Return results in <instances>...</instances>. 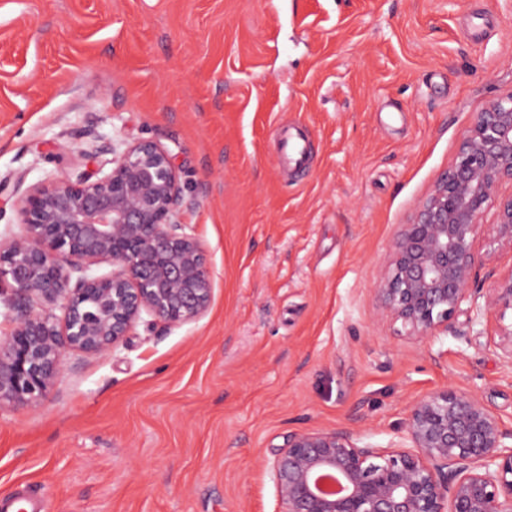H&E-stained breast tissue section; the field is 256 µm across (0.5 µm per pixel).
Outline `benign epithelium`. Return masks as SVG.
<instances>
[{
    "label": "benign epithelium",
    "instance_id": "obj_1",
    "mask_svg": "<svg viewBox=\"0 0 512 512\" xmlns=\"http://www.w3.org/2000/svg\"><path fill=\"white\" fill-rule=\"evenodd\" d=\"M112 169L42 184L17 201L22 233L0 242L9 331L0 335V411L36 406L69 353L101 356L137 322L177 327L208 311L205 250L176 220L183 203L172 154L143 139L112 150ZM512 92L477 114L448 170L399 225L376 288L379 316L418 343L496 316L512 365V269L475 286L489 253L512 247ZM494 209L495 222L481 223ZM107 264L111 271L94 275ZM79 273L76 283L72 275ZM62 315H57L56 311ZM279 512H512V428L451 387L413 402L385 446L343 426L291 432L269 470Z\"/></svg>",
    "mask_w": 512,
    "mask_h": 512
}]
</instances>
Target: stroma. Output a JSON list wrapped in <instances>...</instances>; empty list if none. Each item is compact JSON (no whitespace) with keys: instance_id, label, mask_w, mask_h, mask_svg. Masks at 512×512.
Listing matches in <instances>:
<instances>
[{"instance_id":"1","label":"stroma","mask_w":512,"mask_h":512,"mask_svg":"<svg viewBox=\"0 0 512 512\" xmlns=\"http://www.w3.org/2000/svg\"><path fill=\"white\" fill-rule=\"evenodd\" d=\"M510 92L512 0H0V240L26 191L152 139L214 275L202 318L137 323L106 355H68L41 404L0 411V498L278 512L288 433L383 446L447 386L512 428L494 317L413 343L373 293L398 225ZM289 125L311 145L300 179L278 160Z\"/></svg>"}]
</instances>
